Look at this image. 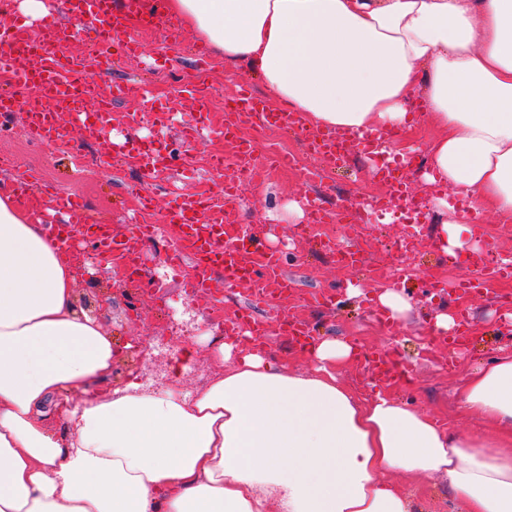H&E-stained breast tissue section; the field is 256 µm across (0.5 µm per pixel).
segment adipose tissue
Wrapping results in <instances>:
<instances>
[{"label":"adipose tissue","mask_w":512,"mask_h":512,"mask_svg":"<svg viewBox=\"0 0 512 512\" xmlns=\"http://www.w3.org/2000/svg\"><path fill=\"white\" fill-rule=\"evenodd\" d=\"M229 67L315 129L389 133L423 101L439 135L429 183L512 218V0H165ZM75 266L30 205L0 190V512H414L393 475L440 474L466 512H512V351L475 369L461 410L497 435L450 433L337 369L322 340L310 372L234 338L206 388L173 378L95 394L116 351L78 312ZM63 408L69 434L50 423Z\"/></svg>","instance_id":"adipose-tissue-1"}]
</instances>
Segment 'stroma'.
Wrapping results in <instances>:
<instances>
[{"mask_svg":"<svg viewBox=\"0 0 512 512\" xmlns=\"http://www.w3.org/2000/svg\"><path fill=\"white\" fill-rule=\"evenodd\" d=\"M167 27L163 21L146 30L141 22H132L130 33L139 42V56L124 59L107 75L88 67L86 77L105 92L115 83L126 88L125 95L112 104L113 138L133 135L159 141L174 155L176 167L189 166L197 172L196 187L217 194L225 181L236 179L237 172L229 164L222 177L216 178L200 161V154L219 149L218 141L208 140L192 149L182 146L178 132L182 124L191 121V113L175 112L163 129L147 122L136 126L130 123L131 114L143 109L141 80L153 83L155 75L164 76L163 85L153 83L152 93L159 99L164 94L186 90L184 78L196 67L194 52L202 46L200 39L185 27L179 44H171ZM209 60L223 75L211 102L213 112L223 113L225 102L242 83L257 97H265L258 78L225 67L217 55H210ZM76 153L84 156L85 167H74L72 156ZM30 167L42 169L44 178L60 191L83 193L89 223L110 218L113 235L145 259L134 290L115 261H96L93 272L84 271L77 276V307L98 319L120 348L112 375L102 383V390L122 387L133 372L145 385L164 387L179 358L180 347L189 343L194 346V354L181 378L188 389L205 387L217 373L209 354L215 339L222 335L220 322L248 304L255 322L265 328L258 342L265 345L269 357L288 358L291 368L299 372L310 367L308 358L288 350L278 333L276 317L282 310L313 326L315 338H336L357 346L358 359L341 367L339 376L360 397L372 398L382 389L418 408L440 426L462 433L484 432L483 421L461 411L454 395L474 367L487 362L499 349L512 348V321L505 318L500 301L502 294H512V277L498 279L483 295L459 294L455 285L465 270L452 256L435 251L426 225L412 230L417 245L408 263L414 266L415 275L403 289L412 309L399 320L383 321L378 296L394 287L391 273L400 265L396 243L411 230L406 224L387 219L384 213L373 214L364 230L369 274L359 276L356 268L337 265L328 257L318 239L296 238L295 227L302 219L290 211L289 205L301 201L305 192L299 172L287 161L271 165L257 160L251 180L240 185L236 216L241 223L255 226L263 243L279 250L285 259L293 286L282 298L279 309L273 310L251 304L248 287L226 288L220 275L215 276L210 294H189L182 277L173 275L163 263L164 242L143 241L134 236L128 219L134 214L138 197L151 195L154 216H162L170 193L177 186L175 178L158 182L124 160L99 161L97 144L85 140L76 127L71 128L66 146L32 145L25 128V113L20 110L0 123V184L13 188L15 177ZM424 173L421 166L403 171L428 216L451 224L462 223V211L445 206L444 193L438 186L426 183ZM319 192L326 208L333 210L381 196L383 188L355 156L345 168L330 173ZM471 230L470 244L498 253L503 259L512 257V221L501 224L495 218L482 217ZM351 285L358 288L357 296L348 295ZM462 311L469 317L470 340L460 346H447L443 333L434 327L435 317L441 312L454 315ZM134 337L141 338L142 348L126 349V342ZM387 348L396 352L409 372V380L397 378L381 384L372 376L367 359ZM408 490L417 512H464L461 504H447L448 483L441 476H430L422 483L409 485Z\"/></svg>","mask_w":512,"mask_h":512,"instance_id":"1","label":"stroma"}]
</instances>
